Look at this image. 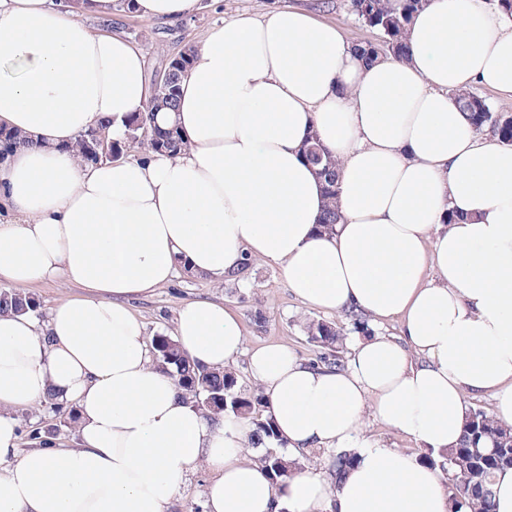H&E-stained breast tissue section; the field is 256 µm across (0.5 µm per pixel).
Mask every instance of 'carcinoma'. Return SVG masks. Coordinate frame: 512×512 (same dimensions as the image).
Wrapping results in <instances>:
<instances>
[{
  "label": "carcinoma",
  "instance_id": "obj_1",
  "mask_svg": "<svg viewBox=\"0 0 512 512\" xmlns=\"http://www.w3.org/2000/svg\"><path fill=\"white\" fill-rule=\"evenodd\" d=\"M425 0H402L401 9L395 11L388 0H348V11L365 26L379 31L384 37L387 51L397 57L404 55L402 34L414 13ZM194 47L190 46L170 59L164 68L166 84L153 88L152 98L146 109L136 112L127 123V133L122 140H114L104 123L79 136L70 146L85 164H97L104 158L92 153V144L105 139L112 143V150L122 152L131 146H140L155 152L175 153L183 148L180 132L173 123L160 124L158 112L175 108L182 77L190 64ZM460 109L470 126L477 130L489 128L499 142L512 144V115L493 111L485 99L471 91L457 94ZM29 145L18 133L0 127V160L16 149ZM305 158L319 176L327 198L326 210L319 224L321 229H331L338 223L336 209L338 175L336 160L326 150L320 139L313 135L305 147ZM40 303L32 295L13 288H0V316L21 312L39 314ZM310 342L322 349L319 361L330 369L344 366L339 349L342 345L340 329L336 324L312 320L306 324ZM156 364L174 378L193 406L210 417L232 414L244 418L252 425L251 441L264 448L261 461L272 482L279 485L288 477L290 469L301 464L285 462L281 454L275 421L265 414V397L259 390L242 391L237 388L234 374L200 366L190 360L179 344L170 336L159 334L152 338ZM59 426L46 423L28 432L34 444L48 446L57 437ZM356 459L355 452L341 451L332 457L335 473L349 471ZM428 465L437 466L446 474L445 488L455 506V512H495L493 485L497 472L512 468V425H506L481 409H469L459 441L437 453L428 451L419 457Z\"/></svg>",
  "mask_w": 512,
  "mask_h": 512
}]
</instances>
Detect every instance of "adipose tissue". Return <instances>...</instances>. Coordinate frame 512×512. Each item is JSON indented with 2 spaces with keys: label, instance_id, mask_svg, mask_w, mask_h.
<instances>
[{
  "label": "adipose tissue",
  "instance_id": "obj_1",
  "mask_svg": "<svg viewBox=\"0 0 512 512\" xmlns=\"http://www.w3.org/2000/svg\"><path fill=\"white\" fill-rule=\"evenodd\" d=\"M116 6L0 0V126L30 142L0 163V282L85 290L42 324L0 316V512H172L201 463L205 512H451L439 468L357 433L369 407L446 449L467 394L486 391L512 425V145L481 136L457 103L471 86L512 100V15L427 0L405 56L370 62L305 0L233 17L180 82L185 150L86 165L70 150L78 136L108 119L123 137L151 98L143 51L84 22ZM313 132L338 164L330 232L303 158ZM247 256L280 266L309 306L404 320V342L355 341L341 371L279 345L250 355L286 461L355 449L340 480L294 471L273 484L249 422L191 406L129 305L178 265L221 278ZM174 336L220 371L244 346L235 314L210 300L183 305ZM50 391L76 408L77 447L18 454V411Z\"/></svg>",
  "mask_w": 512,
  "mask_h": 512
}]
</instances>
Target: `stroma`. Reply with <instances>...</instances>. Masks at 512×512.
I'll return each mask as SVG.
<instances>
[{
  "mask_svg": "<svg viewBox=\"0 0 512 512\" xmlns=\"http://www.w3.org/2000/svg\"><path fill=\"white\" fill-rule=\"evenodd\" d=\"M292 0H199L198 10L179 22L146 19L119 11L113 14L111 27L139 46L146 56L148 79H155L167 59L179 55L187 46L199 45L204 37L225 19L247 14L261 16L273 6H285ZM317 17L343 29L353 42L381 44L382 36L364 26L346 8V0H333L332 7H317ZM207 299L224 304L238 316L244 333L245 354L239 355L230 370L239 388H256L248 369V350L268 345L287 346L300 359L313 363L318 349L309 342L305 326L311 320H324L340 327L346 343H353L355 332L344 313H327L304 304L297 298L280 270L272 263L255 261L243 281L202 278L177 273L169 284L131 303L145 325L147 336L172 334L179 308L187 302Z\"/></svg>",
  "mask_w": 512,
  "mask_h": 512,
  "instance_id": "35a3bbf8",
  "label": "stroma"
}]
</instances>
